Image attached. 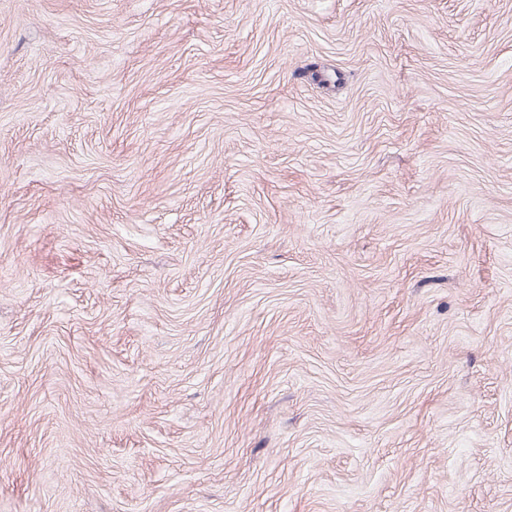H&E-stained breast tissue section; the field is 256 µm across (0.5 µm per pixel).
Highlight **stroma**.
Returning a JSON list of instances; mask_svg holds the SVG:
<instances>
[{
  "label": "stroma",
  "instance_id": "stroma-1",
  "mask_svg": "<svg viewBox=\"0 0 512 512\" xmlns=\"http://www.w3.org/2000/svg\"><path fill=\"white\" fill-rule=\"evenodd\" d=\"M0 512H512V0H0Z\"/></svg>",
  "mask_w": 512,
  "mask_h": 512
}]
</instances>
